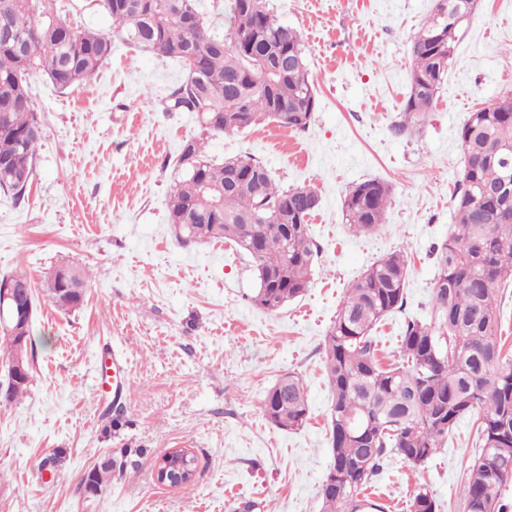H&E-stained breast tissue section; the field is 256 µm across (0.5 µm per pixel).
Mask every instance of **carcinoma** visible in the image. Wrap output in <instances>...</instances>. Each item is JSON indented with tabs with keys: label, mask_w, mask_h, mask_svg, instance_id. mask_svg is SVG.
<instances>
[{
	"label": "carcinoma",
	"mask_w": 512,
	"mask_h": 512,
	"mask_svg": "<svg viewBox=\"0 0 512 512\" xmlns=\"http://www.w3.org/2000/svg\"><path fill=\"white\" fill-rule=\"evenodd\" d=\"M111 34L73 25L53 0H0V192L24 199L33 182L44 126L28 78L43 72L61 90L89 83L112 55V39L180 62L183 79L166 111L194 112L210 137L274 122L308 129L317 108L308 47L279 22L270 0H226L224 34L203 19L196 0H97ZM463 15H436L410 44V90L397 135H409L431 111L454 60ZM464 153L453 194V224L435 250L430 317H406L396 359L377 356L376 325L404 312L407 256L394 252L369 266L342 301L321 354L334 391L328 473L322 512H387L367 495L384 461L399 456L424 466L448 443L459 422L476 416L480 453L466 471L467 512H512V352L501 336V289L512 282V97L491 112L470 114L460 129ZM169 220L182 246L224 241L248 254L257 289L252 302L276 311L309 288L320 247L308 219L320 198L310 187L281 189L250 156L218 163L195 136L171 161ZM391 205L388 183L353 186L342 202L356 234L380 231ZM67 290L45 276L48 300L60 309L82 305L90 273L60 263ZM310 407L303 378L281 375L263 414L275 427L298 430ZM116 463L108 455L82 478L88 495L101 491ZM431 490L417 489L409 512H437Z\"/></svg>",
	"instance_id": "cac0c4a2"
}]
</instances>
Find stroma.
Returning <instances> with one entry per match:
<instances>
[{"mask_svg": "<svg viewBox=\"0 0 512 512\" xmlns=\"http://www.w3.org/2000/svg\"><path fill=\"white\" fill-rule=\"evenodd\" d=\"M272 2L310 49L314 119L303 132L270 123L212 137L207 151L252 156L278 184L320 195L308 221L322 247L312 283L276 312L253 305L254 264L242 250L173 237L168 160L200 132L195 113L163 109L179 62L116 39L98 76L76 90L31 77L45 134L24 201L0 193V273L35 289L33 378L0 405V512H319L333 399L321 344L346 289L378 258L404 251L407 305L376 328L380 348L396 349L405 315L426 318L431 251L448 236L463 166L458 131L471 112L512 97V0H478L433 109L403 137L391 127L409 91L408 48L433 0ZM369 179L391 186L392 204L384 229L355 235L342 200ZM67 261L92 273L74 311L54 306L44 286L46 269ZM105 345L129 358L132 392L119 409L98 384ZM290 371L308 392L298 431L274 427L261 410ZM475 443L468 417L425 466L388 459L373 499L408 512L424 485L438 512H466ZM175 448L196 458L193 482L177 488L155 477ZM107 454L119 468L86 497L82 477Z\"/></svg>", "mask_w": 512, "mask_h": 512, "instance_id": "1", "label": "stroma"}]
</instances>
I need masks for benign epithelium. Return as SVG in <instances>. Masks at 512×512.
<instances>
[{"instance_id":"1","label":"benign epithelium","mask_w":512,"mask_h":512,"mask_svg":"<svg viewBox=\"0 0 512 512\" xmlns=\"http://www.w3.org/2000/svg\"><path fill=\"white\" fill-rule=\"evenodd\" d=\"M30 319V307L19 305L15 297L14 285L11 280L0 281V332L13 335L17 339L16 350L9 356L0 359V364L6 367L7 385L12 386L23 381L27 376V366L24 357V349L29 346L26 333L27 323ZM166 468L163 477H171L180 484L190 483L194 476L188 455L181 454L176 457L166 458Z\"/></svg>"}]
</instances>
